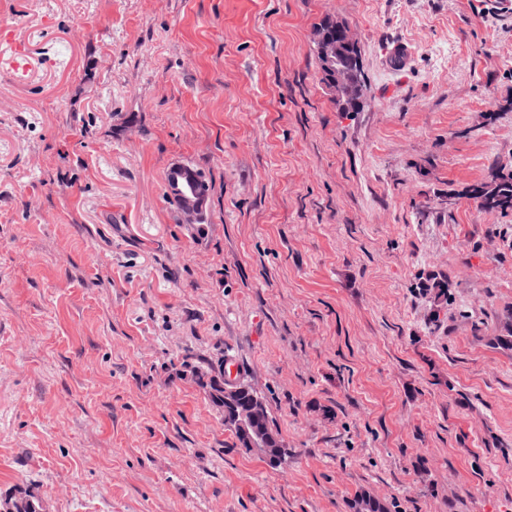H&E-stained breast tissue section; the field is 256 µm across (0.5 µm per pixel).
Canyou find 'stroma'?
Masks as SVG:
<instances>
[{"instance_id":"1","label":"stroma","mask_w":512,"mask_h":512,"mask_svg":"<svg viewBox=\"0 0 512 512\" xmlns=\"http://www.w3.org/2000/svg\"><path fill=\"white\" fill-rule=\"evenodd\" d=\"M327 18L362 111L319 80ZM178 164L208 224L167 198ZM494 167L497 0H0V505L512 512V215L465 195ZM228 351L280 468L194 374ZM336 23L333 21L325 20L319 26L314 29L313 33V43L315 45V57L316 63L318 67V73L320 74V81L325 87L329 90V92L333 96V101L336 104V107L341 112L345 111H356L359 112L362 110L357 109L355 105L350 103H345L339 99H336L335 91H334V83L336 81V72H342L346 74H350L356 78L360 76L361 68L359 62V56L357 47L355 46L352 49L346 50L343 57L338 61H335L330 67L326 66L325 61L319 56L316 51L317 47V39L324 34H332L336 37ZM189 173H195V175L202 177V179L204 181V185L202 187V194H201L200 201L198 202V205H197L198 206L197 210H196L197 218L192 223H187V224H206L208 221L206 205H207V201H208L210 191H211V184H210V181L207 179L206 175L202 171H200L198 169H194L192 167H189V169L186 171V175L179 178V183H174L169 178H166L167 194H168L170 200L178 206L180 212H182V214L184 215L185 209H186V202L183 201L182 194H183V191L185 190V187L188 183L187 177H190L188 175ZM201 173H203L204 176ZM263 403L265 406V417L262 421L261 426H262L264 433L267 436L268 441H269L268 448H266V454H265V456H263V458L267 461V464L270 467L277 468L286 459V457L288 456V452H287L286 448H281L280 442L277 438V433L273 428L272 418L269 414V411L267 410V405L265 404L264 401H263ZM271 458H275L276 460H279V463L277 465H275L274 462L271 460Z\"/></svg>"}]
</instances>
